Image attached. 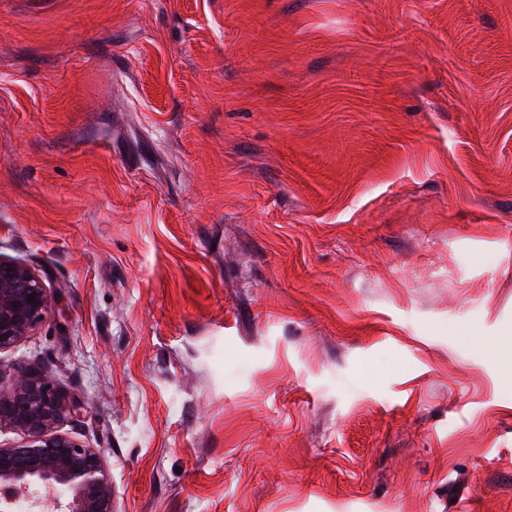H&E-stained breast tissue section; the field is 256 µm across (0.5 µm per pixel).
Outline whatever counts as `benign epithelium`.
<instances>
[{"label": "benign epithelium", "instance_id": "benign-epithelium-1", "mask_svg": "<svg viewBox=\"0 0 512 512\" xmlns=\"http://www.w3.org/2000/svg\"><path fill=\"white\" fill-rule=\"evenodd\" d=\"M49 304L44 279L32 265L0 257V353L33 331ZM78 410L50 379L26 369L0 380V432L23 435L17 445L0 443V512H16L21 500L29 512H44L41 493L47 488L54 491L53 512H114L100 454L55 430Z\"/></svg>", "mask_w": 512, "mask_h": 512}]
</instances>
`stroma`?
Returning <instances> with one entry per match:
<instances>
[{
  "instance_id": "obj_1",
  "label": "stroma",
  "mask_w": 512,
  "mask_h": 512,
  "mask_svg": "<svg viewBox=\"0 0 512 512\" xmlns=\"http://www.w3.org/2000/svg\"><path fill=\"white\" fill-rule=\"evenodd\" d=\"M0 256L115 512H512V0H0ZM32 293L34 301H29ZM49 304L44 279L32 265L0 257V353L33 331Z\"/></svg>"
}]
</instances>
